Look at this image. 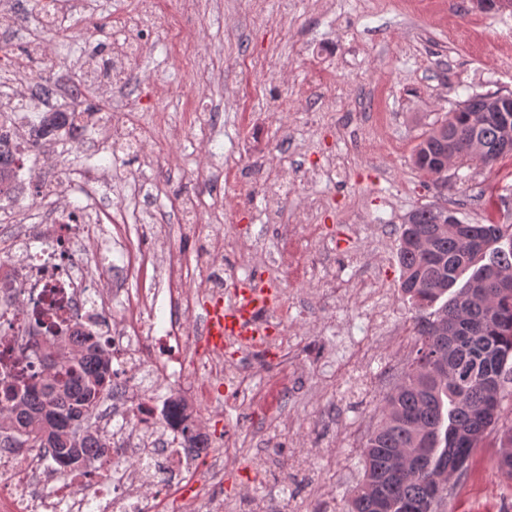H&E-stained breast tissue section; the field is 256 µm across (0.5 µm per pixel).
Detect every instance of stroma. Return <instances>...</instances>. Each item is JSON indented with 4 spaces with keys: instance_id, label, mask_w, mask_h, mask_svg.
Returning a JSON list of instances; mask_svg holds the SVG:
<instances>
[{
    "instance_id": "35a3bbf8",
    "label": "stroma",
    "mask_w": 512,
    "mask_h": 512,
    "mask_svg": "<svg viewBox=\"0 0 512 512\" xmlns=\"http://www.w3.org/2000/svg\"><path fill=\"white\" fill-rule=\"evenodd\" d=\"M128 0H79L82 20L66 36L41 35L44 72L65 68L71 77L93 57L112 51V25L122 21ZM466 0H265L271 25L253 18L248 0H199L186 19L187 31L200 45L202 61L212 71L210 86L192 89L178 59L174 40L156 32L144 47L125 86L99 84L85 99L96 110L111 109L122 120L121 99L139 104L138 118L150 121L163 110L166 124L145 146L146 155L167 162L170 177L150 197L148 209L165 229L155 249L192 258L203 238L183 240L171 223L182 192L196 191L201 206L219 197L245 192L226 182L221 152L238 144L242 153H265L284 165L294 189L285 208L301 216L307 198L331 197L334 209L321 234L308 236L302 225L288 229L301 262L295 277L280 281L288 294V347L230 351L226 361L252 375L253 387L289 369L295 386L278 406L277 419L256 426L243 439L236 468L224 473L223 499L195 504L194 512H254L259 501L281 505L282 512H344L348 490L358 482V458L364 434L379 418L383 399L401 376L413 348L415 312L399 288L396 252L406 213L420 206H448L469 224H512V159L489 168L478 163L449 177L437 192L412 164V153L432 123L472 93H512V67L500 66L496 53H512L503 42V24L512 11H465ZM255 58L264 70L247 72L236 58ZM328 76L311 83L312 69ZM263 83V95L248 103L252 127L244 129L235 106L247 83ZM219 105L215 126L196 138L189 118L199 102ZM335 161L336 174L323 166ZM56 164L63 181L62 205L83 199L73 173L92 167L110 170L105 194L116 196L129 181L150 177L151 170L131 158L113 165L65 147L49 158L26 156V167ZM253 202L225 225L230 249L226 266L243 263L263 271L281 243L255 214ZM105 287L154 289L160 318H168L167 283L154 271L132 274L117 267ZM384 313L392 333L376 334L367 317ZM363 431L354 438L352 428ZM495 433L476 448L473 470L456 483L448 512H512V475L498 472Z\"/></svg>"
}]
</instances>
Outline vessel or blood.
Wrapping results in <instances>:
<instances>
[{
  "instance_id": "b4317fda",
  "label": "vessel or blood",
  "mask_w": 512,
  "mask_h": 512,
  "mask_svg": "<svg viewBox=\"0 0 512 512\" xmlns=\"http://www.w3.org/2000/svg\"><path fill=\"white\" fill-rule=\"evenodd\" d=\"M269 308V300L263 291L246 284L238 288L234 300L208 306V332L222 338L234 336L246 339L265 334L261 321Z\"/></svg>"
}]
</instances>
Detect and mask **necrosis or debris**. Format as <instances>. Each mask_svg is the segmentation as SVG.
Masks as SVG:
<instances>
[{"instance_id":"4bbe7bcc","label":"necrosis or debris","mask_w":512,"mask_h":512,"mask_svg":"<svg viewBox=\"0 0 512 512\" xmlns=\"http://www.w3.org/2000/svg\"><path fill=\"white\" fill-rule=\"evenodd\" d=\"M193 5L194 0H183L177 15L162 0H133L125 23L112 31L119 51L108 70L111 81L120 84L129 77L150 28L179 26ZM95 118L99 137L84 142L87 152H143L148 134L140 123H113L108 112ZM250 172L247 194L235 204L219 200L205 214L197 194L177 198L173 212L184 236H197L206 226L211 234L195 261L178 253L169 257V319L160 337L154 334L155 308L146 291H104L100 274L84 261L86 249L101 235L95 177L79 178L85 203L77 210L14 225L10 254L0 267V378L38 372L42 340L71 336L82 328L105 341L116 389L109 398L112 451L99 470L58 480L48 471L44 450L0 448V512H187L188 504L223 494L224 468L235 460L237 433H224L220 453L210 437L203 447H192L190 430L164 419L154 386L161 382L176 392L194 418L217 402L236 406L243 399L247 376L225 365L223 349L205 345L204 307L235 293L219 259L223 222L253 197L265 200L263 223L277 230L288 222L281 203L289 187L281 170L257 158ZM192 347L204 353L190 372L187 352Z\"/></svg>"}]
</instances>
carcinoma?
<instances>
[{"label": "carcinoma", "mask_w": 512, "mask_h": 512, "mask_svg": "<svg viewBox=\"0 0 512 512\" xmlns=\"http://www.w3.org/2000/svg\"><path fill=\"white\" fill-rule=\"evenodd\" d=\"M417 145L415 168L437 184L448 180L443 159L448 141L468 144L460 162L493 166L512 157V123L490 93L463 101ZM75 122L81 112L40 113L42 134ZM14 158L0 137V196L12 191ZM448 208L411 211L401 225L398 262L401 292L422 311L447 300L414 322V348L403 376L385 398L381 420L363 446L362 478L347 512H446L450 480L468 474L475 449L495 432L496 468L512 472V224H443ZM39 385L23 376L0 379V447L39 434L56 471L94 469L109 444L98 426V407L108 394L109 357L104 341L89 334L73 350L58 338L46 341Z\"/></svg>", "instance_id": "1"}]
</instances>
